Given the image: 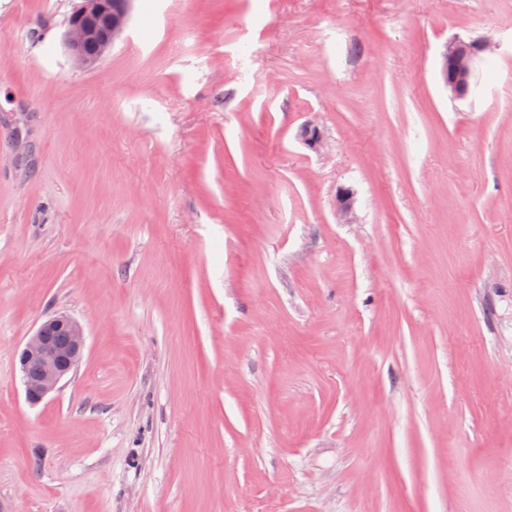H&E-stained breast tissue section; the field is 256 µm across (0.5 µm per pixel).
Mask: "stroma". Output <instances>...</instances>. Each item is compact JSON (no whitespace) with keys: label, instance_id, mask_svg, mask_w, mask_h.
I'll list each match as a JSON object with an SVG mask.
<instances>
[{"label":"stroma","instance_id":"obj_1","mask_svg":"<svg viewBox=\"0 0 512 512\" xmlns=\"http://www.w3.org/2000/svg\"><path fill=\"white\" fill-rule=\"evenodd\" d=\"M78 4L0 0V512H512V0H133L91 68ZM489 47L488 40L449 41L441 54V72L448 92L457 99L469 95L473 86V64L475 59ZM54 332L64 336H51ZM50 336L62 345L66 336L67 345L53 343ZM84 347L83 328L72 318L55 315L42 322L19 353V371L26 401L37 405L55 392L82 358Z\"/></svg>","mask_w":512,"mask_h":512}]
</instances>
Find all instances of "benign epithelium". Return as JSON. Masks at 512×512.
Returning a JSON list of instances; mask_svg holds the SVG:
<instances>
[{
  "mask_svg": "<svg viewBox=\"0 0 512 512\" xmlns=\"http://www.w3.org/2000/svg\"><path fill=\"white\" fill-rule=\"evenodd\" d=\"M132 0H81L71 16L65 36L72 56L83 66H95L120 38L125 29ZM489 47L487 40L449 41L441 54V72L448 92L457 99L469 95L473 86L475 59ZM336 215L345 224L354 219L352 193L342 188L336 195ZM59 332L67 345L53 343L50 336ZM85 347L81 325L66 315H55L40 324L19 353L26 401L37 405L58 389L82 358Z\"/></svg>",
  "mask_w": 512,
  "mask_h": 512,
  "instance_id": "1",
  "label": "benign epithelium"
}]
</instances>
